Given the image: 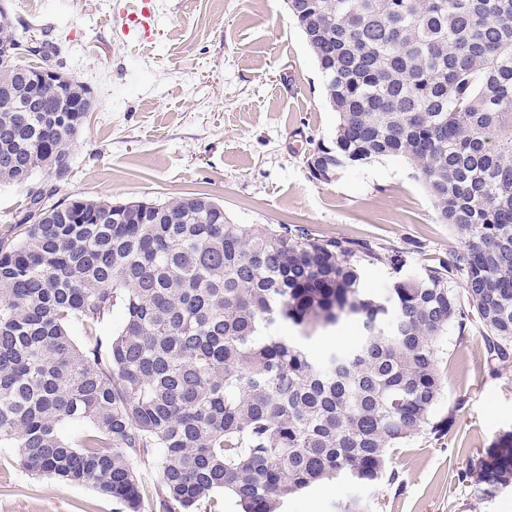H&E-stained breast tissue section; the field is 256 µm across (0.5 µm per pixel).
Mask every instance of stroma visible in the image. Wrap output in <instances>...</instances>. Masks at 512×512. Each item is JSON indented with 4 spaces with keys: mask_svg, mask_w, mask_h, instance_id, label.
Masks as SVG:
<instances>
[{
    "mask_svg": "<svg viewBox=\"0 0 512 512\" xmlns=\"http://www.w3.org/2000/svg\"><path fill=\"white\" fill-rule=\"evenodd\" d=\"M133 2L0 0L14 25L45 29L65 71L93 93L65 193L125 202L205 192L239 224H298L399 248L408 273L461 246L405 158L311 179L304 153L332 140L337 116L287 0H157L156 28L143 39L117 29L119 9ZM439 356L434 417L453 423L443 436L426 430L391 449L402 487L372 498L371 512H512V487L482 499L458 480L512 431V358L490 360L478 332L453 329ZM358 493L331 482L288 497L281 512H335ZM119 509L91 486L29 474L0 448V512Z\"/></svg>",
    "mask_w": 512,
    "mask_h": 512,
    "instance_id": "stroma-1",
    "label": "stroma"
}]
</instances>
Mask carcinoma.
<instances>
[{"label":"carcinoma","instance_id":"cac0c4a2","mask_svg":"<svg viewBox=\"0 0 512 512\" xmlns=\"http://www.w3.org/2000/svg\"><path fill=\"white\" fill-rule=\"evenodd\" d=\"M287 4L339 116L307 168L329 182L404 157L463 245L401 276L396 248L238 224L204 193L57 198L88 86L46 89L28 111L29 77L61 66V49L45 33L22 44L1 7L0 183L44 177L0 239V448L28 473L90 484L122 512H223L225 492L276 512L331 480L378 494L398 482L391 449L443 432L448 328L476 324L492 359L512 355V0ZM371 261L398 273L381 294L361 286ZM115 308L126 321L105 336ZM348 320L353 346L312 355ZM156 449L151 484L134 460ZM459 480L480 497L512 486V431Z\"/></svg>","mask_w":512,"mask_h":512}]
</instances>
